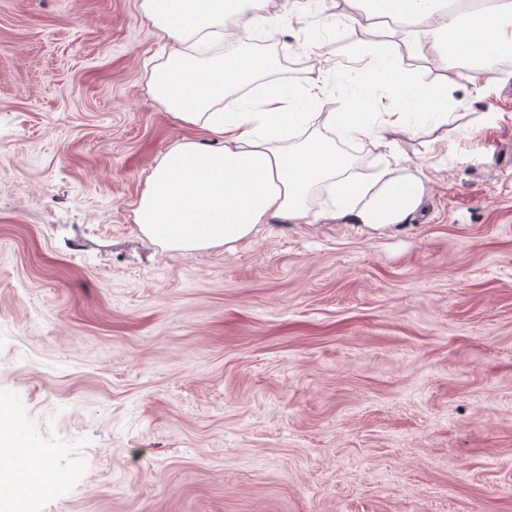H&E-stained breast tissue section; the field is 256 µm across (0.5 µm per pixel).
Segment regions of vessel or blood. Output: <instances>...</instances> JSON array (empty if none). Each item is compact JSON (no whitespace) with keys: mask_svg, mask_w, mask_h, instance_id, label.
<instances>
[{"mask_svg":"<svg viewBox=\"0 0 512 512\" xmlns=\"http://www.w3.org/2000/svg\"><path fill=\"white\" fill-rule=\"evenodd\" d=\"M58 479V473L50 467L46 453L38 450L37 440L26 425L15 426L11 456L0 466V485L24 484L39 491Z\"/></svg>","mask_w":512,"mask_h":512,"instance_id":"vessel-or-blood-1","label":"vessel or blood"}]
</instances>
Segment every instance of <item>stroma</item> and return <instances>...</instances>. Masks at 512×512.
I'll return each mask as SVG.
<instances>
[{
    "label": "stroma",
    "instance_id": "obj_1",
    "mask_svg": "<svg viewBox=\"0 0 512 512\" xmlns=\"http://www.w3.org/2000/svg\"><path fill=\"white\" fill-rule=\"evenodd\" d=\"M252 52L305 85L389 46L447 84L395 132L402 224L272 218L192 252L133 209L182 127L142 0H0V393L61 476L25 512H512V67L420 59L357 0H281Z\"/></svg>",
    "mask_w": 512,
    "mask_h": 512
}]
</instances>
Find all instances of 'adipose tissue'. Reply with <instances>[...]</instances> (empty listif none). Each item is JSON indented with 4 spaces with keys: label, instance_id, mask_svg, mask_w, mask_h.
Listing matches in <instances>:
<instances>
[{
    "label": "adipose tissue",
    "instance_id": "obj_1",
    "mask_svg": "<svg viewBox=\"0 0 512 512\" xmlns=\"http://www.w3.org/2000/svg\"><path fill=\"white\" fill-rule=\"evenodd\" d=\"M372 23L393 22L408 50L423 59L454 53L476 76L512 54V0L468 12L447 0H360ZM145 16L172 44L150 73L155 98L180 125L214 143L183 139L151 169L134 220L147 237L192 251L247 238L273 217L301 220L318 187L333 184L341 215L371 228L400 224L419 208L420 179L379 171L352 178L342 145L393 155L382 128L438 130L452 118L448 89L427 84L383 46L331 65L299 88L266 80V58L247 51L250 32L276 33L277 0H143Z\"/></svg>",
    "mask_w": 512,
    "mask_h": 512
}]
</instances>
